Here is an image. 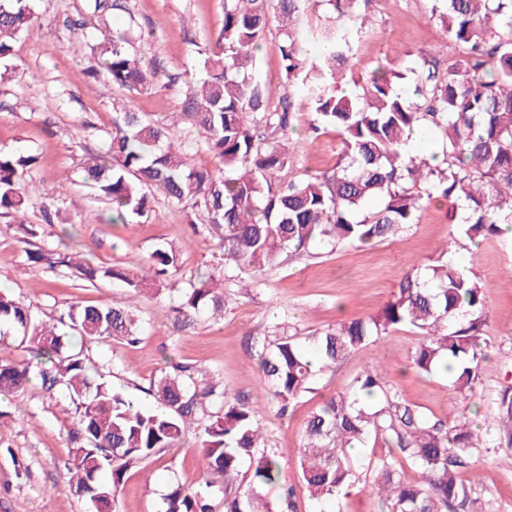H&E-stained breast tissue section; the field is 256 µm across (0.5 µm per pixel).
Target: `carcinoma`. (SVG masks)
<instances>
[{"instance_id": "cac0c4a2", "label": "carcinoma", "mask_w": 512, "mask_h": 512, "mask_svg": "<svg viewBox=\"0 0 512 512\" xmlns=\"http://www.w3.org/2000/svg\"><path fill=\"white\" fill-rule=\"evenodd\" d=\"M36 2L0 0L1 82L16 74L14 43L38 21ZM327 2L332 20L303 27L305 0H277L284 28L280 52L290 90L311 107V129L335 128L343 157L328 174L283 184L279 173L288 164L283 139L291 129V101L269 109L252 76L269 0H224L223 27L197 62L200 77L146 65L128 34L106 22L108 14L124 8L123 0H87L101 23L82 75L133 94L178 83L188 120L186 130L175 132L144 113L113 105L105 150L81 166L84 182L108 204L106 221L126 224L130 217L148 216L153 192H159L175 206L199 209L206 230L224 244V260H233L241 273L271 267L286 252L385 240L434 201L448 207L450 221L470 241L512 224V0H433L432 12L457 47L445 69L433 55L402 71L380 66L354 95L342 88L350 34L369 32L374 0ZM318 42L330 51L312 57L307 44ZM407 78L414 82L411 94L400 87ZM417 129L436 136L439 162L410 150ZM200 139L221 168L198 169L189 161L187 147ZM35 162L30 155L0 154V214H25L26 175ZM26 255L92 285L119 281L129 297L120 305L73 308L67 320L50 324L0 291V337L15 336L30 355L22 364L0 360V395L20 396L36 382L68 401L74 415L65 462L70 490L95 503L97 512H119L127 473L179 447L187 425L213 405L216 419L204 426L198 448L210 476L206 490L178 483L164 495L161 512H213L211 497L218 492L224 512H277L262 491L278 485L280 465L264 443L256 406L186 367L155 378L150 392L156 405L147 406L90 367L89 345L138 340L132 301L144 292V275L119 265H93L67 252ZM175 261L172 248L150 255L158 286ZM177 294V312L186 322L224 311V289L209 279ZM484 309L479 281L452 260L424 273L414 268L381 313L307 337L310 353L284 322L273 321L259 356L261 380L285 416L323 371L405 325L423 336L411 355L414 367L425 373L452 370V389L471 392L486 358ZM497 407L512 440L511 388L502 391ZM373 435L389 451L369 460L372 480L365 487L383 499L387 512H474L471 489L458 473L488 444L477 443L478 433L464 416L431 420L373 369L358 375L351 391L329 397L307 422L300 476L310 499L333 500L341 487L360 481L350 449ZM246 461L248 488L234 491L228 482ZM403 463L420 470V482L400 478Z\"/></svg>"}]
</instances>
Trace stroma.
I'll return each instance as SVG.
<instances>
[{"label":"stroma","mask_w":512,"mask_h":512,"mask_svg":"<svg viewBox=\"0 0 512 512\" xmlns=\"http://www.w3.org/2000/svg\"><path fill=\"white\" fill-rule=\"evenodd\" d=\"M126 9L113 14L111 28H132L134 47L147 64L175 73L194 67L197 52L206 48L224 24V0H125ZM432 0H375L371 31L355 41L348 70L357 83L380 65L395 66L434 54L445 36ZM40 19L14 46L13 63L24 81L0 84V152H30L37 162L25 191L28 222L43 232L36 244H59V228L44 223L42 207L53 202L72 224L71 252L93 263L146 271L151 252L166 244L177 250L168 285L182 288L202 277H222L224 249L217 237L194 232L203 217L188 206H172L155 194L148 219L125 224L102 222L107 205L86 186L81 164L102 152L112 129V104H126L149 113L165 126L184 128L183 97L177 88H156L129 95L84 78L85 57L73 44L80 32L75 20L95 26L86 0H38ZM283 34L269 22L261 39L254 76L262 85L269 108L281 106L288 94L280 46ZM311 114L303 102L293 107V129L285 145L290 161L282 180L307 178L332 170L343 153L334 128L312 133ZM446 207L430 206L396 237L362 247L344 244L319 248L300 258H281L253 286L234 289L223 318L204 316L186 325L170 308L167 293L146 290L136 316L141 339L128 346L105 340L92 346L90 363L105 381L129 396L151 403V381L172 365L221 377L229 395L263 407L261 424L280 464V488H293L297 512H383L378 498L362 484L322 504L312 501L299 477L303 431L310 415L330 396L346 392L353 379L374 368L392 388L431 418L463 415L480 434L495 438L499 431L496 401L512 386V231L501 230L471 241L457 236ZM456 238L454 259L483 286L485 314L482 336L488 342L483 373L469 396L455 393L449 376L419 372L411 354L420 335L400 326L326 369L312 389L280 416L261 382L258 354L273 318L288 319L301 336L330 325L378 314L412 268L441 260L449 238ZM10 216L0 215V287L10 290L47 322L74 305L124 302V288L113 283L90 286L66 271L27 261ZM0 512H95L90 502L64 486L68 455L66 432L73 419L66 403L34 387L0 402ZM196 425H189L179 448L161 453L144 468L132 470L120 494V512H160V484L174 482L196 488L205 474L199 466ZM460 477L471 486L477 512H512V449L476 451Z\"/></svg>","instance_id":"1"}]
</instances>
